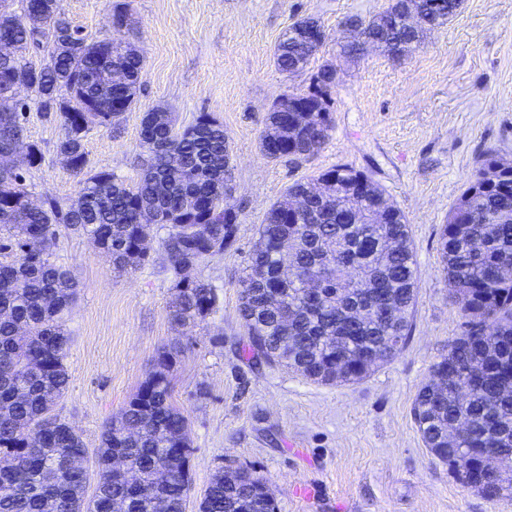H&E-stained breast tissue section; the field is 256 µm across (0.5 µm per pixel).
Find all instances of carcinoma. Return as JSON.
Returning <instances> with one entry per match:
<instances>
[{"instance_id": "1", "label": "carcinoma", "mask_w": 512, "mask_h": 512, "mask_svg": "<svg viewBox=\"0 0 512 512\" xmlns=\"http://www.w3.org/2000/svg\"><path fill=\"white\" fill-rule=\"evenodd\" d=\"M413 0H389L381 12L345 18L367 35L391 21L381 50L402 58L428 32L456 14L461 0H443L444 13L409 31L399 18ZM296 21L280 39L275 63L283 74L306 70L318 47ZM75 28L57 0H0V153L15 156L0 170V512H185L190 489L188 418L172 402L171 373L179 349L154 357L138 391L104 424L95 495H86V448L54 413L68 388L64 365L70 336L66 318L77 294L73 272L51 260L59 230L87 235L126 271L146 265L143 216L162 232L172 274V317L206 320L218 295L187 270L233 247L240 211L226 186L234 182L224 126L207 113L180 127L161 106L144 112L140 146L147 164L131 185L109 171H88V119L116 129L137 102L144 57L112 37L72 39ZM46 37L35 64L20 50ZM330 64L311 76L314 90L291 92L269 113L259 144L264 157L305 159L332 130ZM59 123L56 150L80 178L78 195L63 207L35 205L25 172L44 161L26 140L27 102ZM290 211L273 204L241 280L239 313L253 358L283 366L317 383L364 379L402 350L412 332L419 281L409 226L370 176L336 166L288 186ZM289 241L288 270L281 243ZM443 271L465 331L433 364L416 393L412 416L425 447L462 487L488 499L512 486L477 485L481 474L512 467V162L483 156L439 237ZM124 461L112 471L113 456ZM266 481L247 468L217 471L198 512H274Z\"/></svg>"}]
</instances>
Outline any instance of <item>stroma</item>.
Returning <instances> with one entry per match:
<instances>
[{"label": "stroma", "mask_w": 512, "mask_h": 512, "mask_svg": "<svg viewBox=\"0 0 512 512\" xmlns=\"http://www.w3.org/2000/svg\"><path fill=\"white\" fill-rule=\"evenodd\" d=\"M89 39L135 44L146 60L139 103L119 131L91 126L90 170L128 183L143 169V112L162 106L179 124L203 112L224 126L240 208L236 244L192 269L212 283L219 308L206 321L171 318L172 282L159 234L149 230L150 265L115 272L88 237L64 232L51 249L79 293L66 322L69 385L55 411L96 453L104 423L147 377L158 351L179 348L173 401L191 423L192 488L198 512L214 472L244 466L264 478L277 512H512L456 483L426 448L412 416L419 385L462 330L438 250L441 227L477 161L512 160V0H461L448 24L401 60L381 50L340 55L342 22L382 11L387 0H59ZM123 13L127 26L115 28ZM313 17L326 32L308 71L282 74L273 60L281 35ZM337 70L333 129L323 149L294 164L265 158L259 137L272 104L308 92L310 74ZM26 135L45 154L30 169L34 200L68 202L78 192L56 143L57 122L27 114ZM370 175L405 214L419 294L405 349L365 379L325 385L283 367L253 365L239 317V280L270 205L289 185L338 165Z\"/></svg>", "instance_id": "35a3bbf8"}]
</instances>
